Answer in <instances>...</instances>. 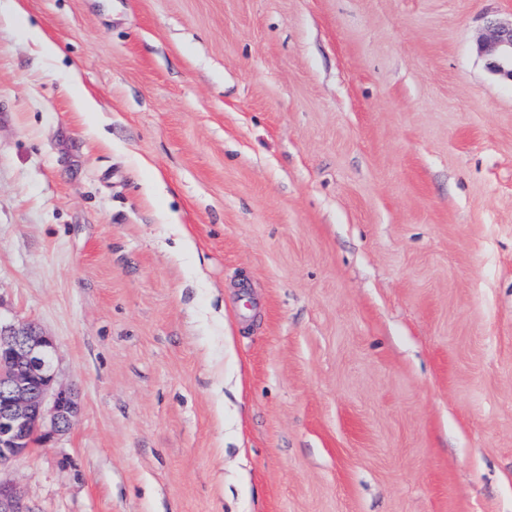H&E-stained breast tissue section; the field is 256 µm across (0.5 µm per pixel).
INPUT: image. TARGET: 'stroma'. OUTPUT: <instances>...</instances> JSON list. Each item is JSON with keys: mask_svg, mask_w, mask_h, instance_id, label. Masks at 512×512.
Instances as JSON below:
<instances>
[{"mask_svg": "<svg viewBox=\"0 0 512 512\" xmlns=\"http://www.w3.org/2000/svg\"><path fill=\"white\" fill-rule=\"evenodd\" d=\"M25 4L0 318L81 410L0 479L33 512H512V81L481 50L512 0Z\"/></svg>", "mask_w": 512, "mask_h": 512, "instance_id": "35a3bbf8", "label": "stroma"}]
</instances>
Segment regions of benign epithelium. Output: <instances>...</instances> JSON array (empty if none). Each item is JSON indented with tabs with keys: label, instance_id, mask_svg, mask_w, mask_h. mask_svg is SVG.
Here are the masks:
<instances>
[{
	"label": "benign epithelium",
	"instance_id": "1",
	"mask_svg": "<svg viewBox=\"0 0 512 512\" xmlns=\"http://www.w3.org/2000/svg\"><path fill=\"white\" fill-rule=\"evenodd\" d=\"M482 49L488 68L512 79V22H490ZM55 358V342L36 325L0 320V468L71 428L78 403L72 388L57 384ZM0 512L34 510L0 479Z\"/></svg>",
	"mask_w": 512,
	"mask_h": 512
}]
</instances>
